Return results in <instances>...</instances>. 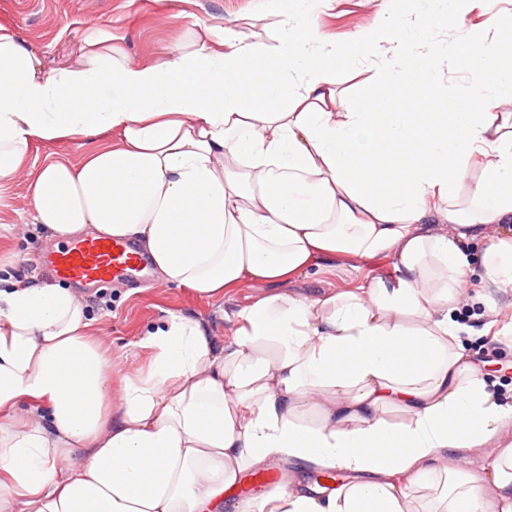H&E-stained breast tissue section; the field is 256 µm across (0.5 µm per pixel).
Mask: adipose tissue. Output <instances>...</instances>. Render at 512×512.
<instances>
[{"mask_svg":"<svg viewBox=\"0 0 512 512\" xmlns=\"http://www.w3.org/2000/svg\"><path fill=\"white\" fill-rule=\"evenodd\" d=\"M403 2L335 42L315 22L324 0H306L268 39L213 29L160 62L93 34L52 72L0 24V202L34 143L115 137L35 175L46 248L122 238L198 297L270 289L234 315L230 342L170 311L129 360L82 292L10 279L0 512H512V403L462 341L512 322L451 318L472 289L512 288V11ZM450 25L469 72L452 88L430 41ZM382 49L384 68L343 97L346 73ZM339 256L390 257L394 274L322 297L279 290ZM471 452L484 475L466 472ZM280 458L349 478L323 495L289 474L229 502L243 471Z\"/></svg>","mask_w":512,"mask_h":512,"instance_id":"1","label":"adipose tissue"}]
</instances>
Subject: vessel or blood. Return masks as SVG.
Listing matches in <instances>:
<instances>
[{"mask_svg":"<svg viewBox=\"0 0 512 512\" xmlns=\"http://www.w3.org/2000/svg\"><path fill=\"white\" fill-rule=\"evenodd\" d=\"M39 263L54 276L83 286L147 274V265L134 243L107 237L78 240L43 254Z\"/></svg>","mask_w":512,"mask_h":512,"instance_id":"b4317fda","label":"vessel or blood"}]
</instances>
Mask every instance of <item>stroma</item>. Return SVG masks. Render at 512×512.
I'll use <instances>...</instances> for the list:
<instances>
[{"label":"stroma","instance_id":"35a3bbf8","mask_svg":"<svg viewBox=\"0 0 512 512\" xmlns=\"http://www.w3.org/2000/svg\"><path fill=\"white\" fill-rule=\"evenodd\" d=\"M396 0H332L319 12L323 34L334 40L360 26L373 25L381 12L396 8ZM278 0H172L161 8L158 0H0V23L12 26L40 53L47 70L72 65L93 28L112 35L113 48L133 61H155L175 43L191 44L201 26H220L230 34L248 38L265 35V23L278 19ZM101 138L35 144L28 169L37 171L46 162L62 159L80 163L101 145ZM30 180L22 178L8 193L6 208L0 209L1 224H22L26 230L14 242L0 239V255L18 253L13 272L42 281L43 270H28L43 249L42 225L29 223ZM392 267L380 260L337 262L328 272L288 282V291L300 296L341 292L372 277H390ZM262 288L249 283L225 291L223 300L208 301L189 290L159 284L157 278L136 284L112 282L89 287L91 317L102 334L112 340L115 355L131 354L136 342L164 311H182L209 321L215 335L229 336L228 313L238 311L262 297Z\"/></svg>","mask_w":512,"mask_h":512}]
</instances>
